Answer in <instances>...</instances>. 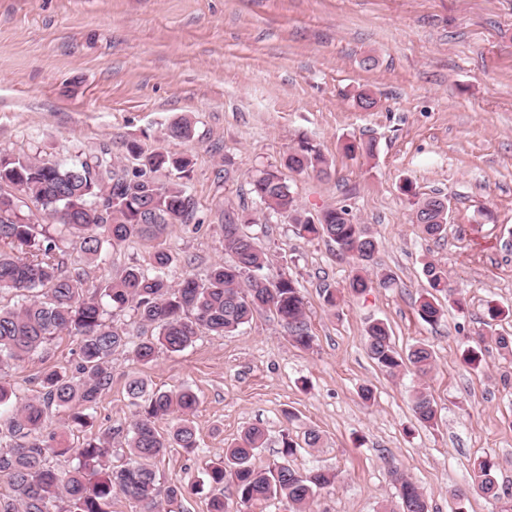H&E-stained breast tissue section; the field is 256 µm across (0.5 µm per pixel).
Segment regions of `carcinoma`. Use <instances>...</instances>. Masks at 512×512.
I'll return each instance as SVG.
<instances>
[{
	"instance_id": "cac0c4a2",
	"label": "carcinoma",
	"mask_w": 512,
	"mask_h": 512,
	"mask_svg": "<svg viewBox=\"0 0 512 512\" xmlns=\"http://www.w3.org/2000/svg\"><path fill=\"white\" fill-rule=\"evenodd\" d=\"M127 150L140 161V167L132 172L116 168L105 152L64 165L0 155V216H6V220L0 219V293L30 295L16 308L0 305V365L30 359L59 333L80 338L75 373H44L39 399L11 408L12 391L0 385V414L8 415L6 430H0V478L11 489V494L0 495V512H50L57 499L68 503L66 512H109L117 493L139 506V512H165V506L183 497L184 488L173 485L167 489L166 501L158 499L151 461L169 448H197L189 419L197 399L191 391L155 392L140 378L129 380L127 393L144 402V412L132 425L125 442L128 461L120 467L110 462L112 431L73 448L63 434L45 426V410L53 404L74 406V425H93L97 401L112 383V355L129 344L127 334L107 319V308L114 312L130 308L143 324L158 328L157 338L134 345L135 358L144 364L153 361L161 348L184 350L203 329L219 336L234 332L262 309L275 313L296 346L308 348L313 341L299 282L267 272L266 253L241 229V225L254 222L244 213L224 215V249L232 254V261L213 265L205 280L185 278L172 284L165 270L173 258L169 252L157 250L147 265L131 266L120 278L90 292L86 271L70 268L64 261L63 237L37 231L36 225L18 212L14 196L3 191L6 186L23 192L60 232L80 240L88 259L100 260L105 245L155 237L185 223L190 213L183 179L188 177L191 160L163 152L146 154L136 142L128 143ZM325 165L320 149L304 138L288 151L283 163L293 172H322ZM160 170L170 175L164 184L153 177ZM401 190L413 198V223L430 238L442 237L447 223L437 222L431 209L449 210L448 197L437 193L420 198L409 182ZM250 194L267 210L299 225L301 234L326 238L340 253L351 256L360 269L349 282L352 292L395 283L390 272L370 277L368 268L374 263L378 241L347 207L326 208L316 215L302 211L278 170L262 169L252 176ZM423 274L430 291L420 297L417 314L423 322L434 324L443 315L437 295H448L459 307L462 301L448 284L447 269L428 261L423 264ZM365 347L370 358L392 375L409 366L425 376L435 362L433 350L425 343L400 353L380 321L366 329ZM412 409L420 425L436 424L434 401L426 393L419 391L413 396ZM173 414L179 415L181 422L167 434L160 433L155 421ZM264 443L260 428L245 429L225 450L224 459L208 465L206 482H232L240 505L247 508L261 509L281 495L297 512H306L335 476L321 469L301 473L285 460L259 468L253 458ZM67 454L76 455L77 460L70 470L60 472L50 465V458ZM495 467L488 457L477 461L472 486L485 497L498 500L501 494L493 476ZM398 481L399 512H430L419 486L404 477Z\"/></svg>"
}]
</instances>
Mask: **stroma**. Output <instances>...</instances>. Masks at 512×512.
Here are the masks:
<instances>
[{
  "mask_svg": "<svg viewBox=\"0 0 512 512\" xmlns=\"http://www.w3.org/2000/svg\"><path fill=\"white\" fill-rule=\"evenodd\" d=\"M368 56L375 65H364ZM364 91L377 100L372 110L356 106ZM182 116L191 137H166ZM301 135L328 166L288 173L299 208L348 207L377 239L375 267L394 274L392 286L352 293L351 257L301 237L250 194L251 176L279 166ZM353 138L375 140V156L346 154ZM130 141L191 159L190 216L158 238L114 245L98 264L67 238L69 266L96 285L162 248L172 281L202 280L231 259L225 213L243 211L270 273L298 281L313 343L293 346L262 310L237 331L201 332L148 364L125 349L112 357L92 429L70 428L71 408L55 405L49 429L75 447L107 429L127 433L139 408L126 386L139 377L149 389L197 397V450L169 449L154 465L159 491L185 489L175 512H208L214 495L236 504L232 483L191 487L251 425L266 434L255 465L279 462L287 437L294 469L335 473L310 512H393L398 474L421 488L430 512H500L512 501V355L493 342L512 335V0H0V153L65 162L105 151L131 171ZM407 180L419 196L449 197L444 238L418 232L400 190ZM427 261L447 269L463 299L432 325L417 315ZM327 288L339 292L336 308L324 302ZM492 305L507 317L489 321ZM376 320L399 350L428 344L432 371L379 367L364 339ZM470 348L479 366L464 363ZM78 360L77 338L64 333L1 369L0 383L15 388L18 406L38 395L41 372L71 374ZM365 386L372 401L360 396ZM418 391L434 401V426L413 416ZM310 429L318 447L305 443ZM487 456L497 463L498 501L467 490L474 462Z\"/></svg>",
  "mask_w": 512,
  "mask_h": 512,
  "instance_id": "stroma-1",
  "label": "stroma"
}]
</instances>
